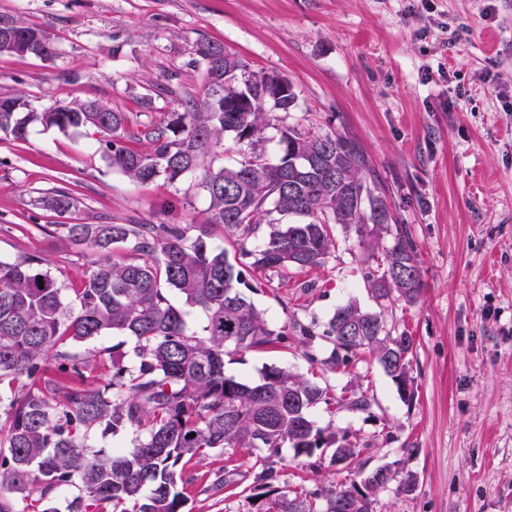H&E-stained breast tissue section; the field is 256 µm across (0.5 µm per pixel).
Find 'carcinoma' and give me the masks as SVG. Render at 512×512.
<instances>
[{
  "label": "carcinoma",
  "instance_id": "cac0c4a2",
  "mask_svg": "<svg viewBox=\"0 0 512 512\" xmlns=\"http://www.w3.org/2000/svg\"><path fill=\"white\" fill-rule=\"evenodd\" d=\"M26 50L45 30L0 17ZM196 62L204 67L207 92H185L181 111L147 133L148 151L124 143L126 115L96 100L54 103L36 112L18 94L0 97V132L23 139L32 124L46 128L92 127L107 135L109 164L131 181L159 178L171 185L196 175L207 193V220L187 235L179 224H64L71 242L124 254L98 259L84 272L77 305L63 301L61 280L36 254L0 261V512H57L52 506L66 486L78 489L68 512H185L177 490L186 458L211 449L252 448L256 483L271 487L280 474L271 457L290 446L311 459L324 448L344 467L357 455L347 434L319 427L311 409L336 404L362 413L372 400L359 391L336 399L330 388L285 367L264 369L257 383L224 373V357L264 349L285 340L242 291L243 270L225 248L210 242L209 228L252 234L265 223L262 245L232 241L235 259L260 272L323 265L336 250L333 226L355 234L359 247L382 256L383 270L364 280L380 304L393 294L413 302L420 287L415 246L407 231L392 224L385 200L374 193L375 178L358 143L333 132L313 135L295 126L280 129L273 158L263 147L268 111L288 113L296 94L278 96L277 75L256 74L224 44L199 39ZM244 148L232 168L214 166L213 149L224 138ZM58 215L75 209V198L55 190L41 199ZM298 221L280 224L273 213ZM200 309L203 334L187 332L185 313L170 299ZM114 332L134 339V366L124 360V343L74 357L67 346ZM301 343L327 342L323 356L307 357L334 372L368 352L413 399L408 355L414 339L387 328L382 312L356 302L336 307L321 334L299 326ZM112 372L108 385L89 381L88 369ZM137 433L130 448L88 451L94 429ZM395 473H366L360 482L319 493L281 494L272 512H373L377 492Z\"/></svg>",
  "mask_w": 512,
  "mask_h": 512
}]
</instances>
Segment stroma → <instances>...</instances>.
<instances>
[{"label":"stroma","instance_id":"obj_1","mask_svg":"<svg viewBox=\"0 0 512 512\" xmlns=\"http://www.w3.org/2000/svg\"><path fill=\"white\" fill-rule=\"evenodd\" d=\"M0 16L42 26L58 52H0V97L23 94L37 111L99 100L125 113L136 150L180 109L176 97L153 95L156 85L175 78L205 95L198 39L223 43L250 71L288 78L297 106L271 112L268 152L286 124L353 138L414 242L419 298L385 312L388 328L415 340L410 403L371 354L330 372L309 361L293 330L326 323L350 301L376 309L356 239L337 230L323 266L249 276L251 299L288 341L226 360V374L253 383L282 366L339 397L364 392L372 410L314 407L319 426L348 431L359 446L353 467L326 448L312 468L288 447L270 491L256 489L248 449L188 461L177 485L185 512H267L276 493L320 490L385 464L413 472L418 488L404 495L389 484L374 512H512V0H0ZM102 140L92 128L33 124L23 140L0 132V261L40 255L69 304L99 253L67 240L63 224L207 218L196 180L133 183L108 164ZM56 189L75 197L72 214L40 205ZM228 470L236 483L212 491Z\"/></svg>","mask_w":512,"mask_h":512}]
</instances>
